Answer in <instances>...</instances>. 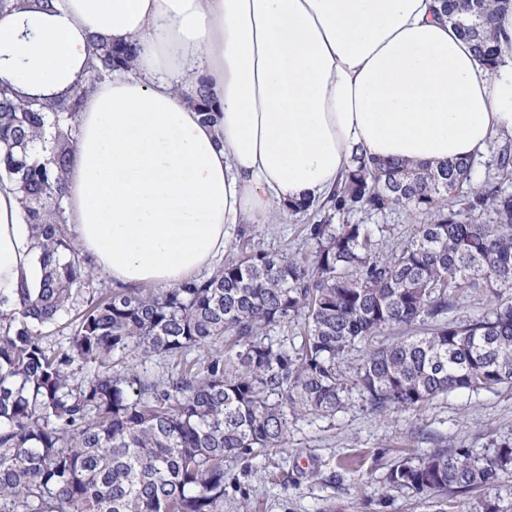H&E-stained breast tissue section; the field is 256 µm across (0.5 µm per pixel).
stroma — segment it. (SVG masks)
<instances>
[{"instance_id":"35a3bbf8","label":"stroma","mask_w":512,"mask_h":512,"mask_svg":"<svg viewBox=\"0 0 512 512\" xmlns=\"http://www.w3.org/2000/svg\"><path fill=\"white\" fill-rule=\"evenodd\" d=\"M338 224H367L387 241L413 230L421 218L396 209L384 214L353 211L335 216ZM306 216L285 224H252L255 241L272 251L311 258L315 244L302 229ZM288 448L253 460L227 464L224 512L241 502L257 512H430L425 496L389 487V466L406 453L467 448L483 455L494 444L512 442V384L478 392L442 395L421 410L372 411L357 392L333 417L291 418Z\"/></svg>"}]
</instances>
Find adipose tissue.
I'll return each mask as SVG.
<instances>
[{
  "instance_id": "adipose-tissue-1",
  "label": "adipose tissue",
  "mask_w": 512,
  "mask_h": 512,
  "mask_svg": "<svg viewBox=\"0 0 512 512\" xmlns=\"http://www.w3.org/2000/svg\"><path fill=\"white\" fill-rule=\"evenodd\" d=\"M440 0H53L0 14V79L48 98L101 37L131 67L89 84L66 178L79 251L114 284L171 288L241 224L326 197L356 149L378 161L475 158L512 134V65L475 57ZM207 86L213 121L196 101ZM42 269L0 178V309Z\"/></svg>"
}]
</instances>
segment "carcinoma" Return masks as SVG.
<instances>
[{
  "instance_id": "obj_1",
  "label": "carcinoma",
  "mask_w": 512,
  "mask_h": 512,
  "mask_svg": "<svg viewBox=\"0 0 512 512\" xmlns=\"http://www.w3.org/2000/svg\"><path fill=\"white\" fill-rule=\"evenodd\" d=\"M51 0H0V13ZM448 21L488 65L512 0H442ZM131 67L98 41L90 79ZM85 87L50 101L0 84V166L20 194L40 250V287L0 310V512H224L228 459L288 447V416H333L353 385L376 411L422 408L451 392L512 383V192L472 184L474 160L432 167L353 156L322 204L334 211L409 208L423 218L385 248L367 224L305 225L313 263L266 250L246 233L240 253L174 288H106L67 227L64 176ZM494 214V223L479 214ZM494 304L459 319L460 295ZM77 313L69 345L49 353L40 328ZM303 319L299 352L266 329ZM412 336L373 344L387 329ZM229 346L158 380L127 363L134 351L173 360L222 338ZM357 351L352 378L341 370ZM87 367L76 380L71 367ZM512 473V445L493 454L439 448L394 462L386 482L418 494L492 491Z\"/></svg>"
}]
</instances>
